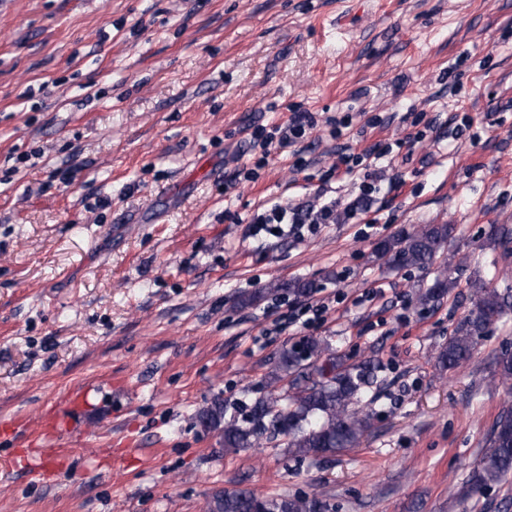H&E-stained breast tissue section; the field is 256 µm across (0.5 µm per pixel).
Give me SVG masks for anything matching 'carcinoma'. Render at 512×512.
<instances>
[{
    "instance_id": "obj_1",
    "label": "carcinoma",
    "mask_w": 512,
    "mask_h": 512,
    "mask_svg": "<svg viewBox=\"0 0 512 512\" xmlns=\"http://www.w3.org/2000/svg\"><path fill=\"white\" fill-rule=\"evenodd\" d=\"M453 237L450 224H424L379 241L374 252L390 266L426 268L444 254ZM455 283L438 274L418 294L424 308L436 306ZM473 314L463 319L448 342L440 347L436 361L452 370L469 359L488 328L512 312V290L487 286L478 276L471 280ZM380 364L369 359L349 364L336 356L328 341L307 337L282 351L269 373L279 391L251 404L228 408L222 399L201 409L197 419L205 430L221 432L224 449L250 448L263 437L282 436L287 447L301 458H320L353 448L371 427L374 386L379 384ZM491 449L477 464L463 487L472 496L508 481L512 476V410L502 413L490 434ZM317 500L287 496L258 497L248 490L215 492L207 512H325Z\"/></svg>"
}]
</instances>
